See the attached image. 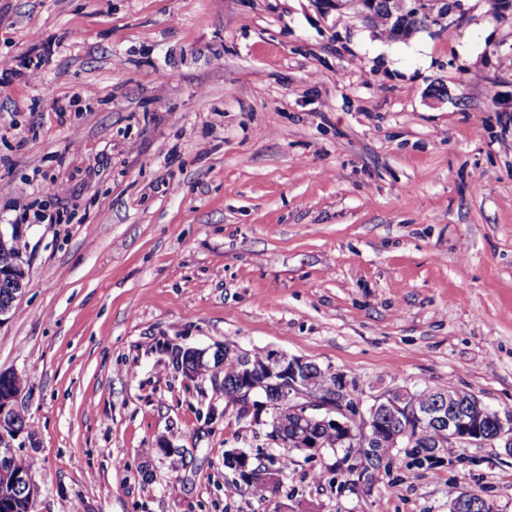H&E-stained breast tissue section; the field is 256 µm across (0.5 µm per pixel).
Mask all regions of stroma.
Masks as SVG:
<instances>
[{"instance_id":"stroma-1","label":"stroma","mask_w":512,"mask_h":512,"mask_svg":"<svg viewBox=\"0 0 512 512\" xmlns=\"http://www.w3.org/2000/svg\"><path fill=\"white\" fill-rule=\"evenodd\" d=\"M1 56L0 233L21 231L28 276L0 371L25 381L34 512H274L224 457L276 443L177 346L512 415V13L494 0L400 39L320 0H0ZM291 457L293 512H448L452 487L512 512L490 444L399 450L369 494L314 479L332 451Z\"/></svg>"}]
</instances>
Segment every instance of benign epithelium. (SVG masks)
Wrapping results in <instances>:
<instances>
[{"label": "benign epithelium", "instance_id": "obj_1", "mask_svg": "<svg viewBox=\"0 0 512 512\" xmlns=\"http://www.w3.org/2000/svg\"><path fill=\"white\" fill-rule=\"evenodd\" d=\"M379 0H323L327 9L353 10L360 17L369 16ZM405 11L423 15L427 21L450 19L461 12L463 0H392ZM240 371L235 387L240 401L238 413L252 417L253 422L262 423L261 415L270 414L265 422L271 434L286 439L288 447L300 448L310 456H319L324 448L322 432L340 433L343 447H353L346 459L351 466L350 476L356 486L369 491L373 489L385 471L386 462L378 463L372 458L371 447L378 435L383 419L416 423H433L443 428L445 440L438 444L448 447L452 439L463 447L481 446L496 442L505 452L512 454V416L504 420L492 410H487L490 433L483 435L472 427L455 408L452 398L446 397L435 404L417 399L412 389L396 387L381 392L368 402L355 397L345 379L328 370H319L317 365L279 350H268L261 355L237 351ZM335 379V384L320 388L315 383V373ZM359 425L352 431L351 424ZM233 463L237 476L248 483L253 477L263 479L277 498L284 483L277 467L265 464L261 467L252 462V455L244 450L233 451ZM0 478L14 486H24L35 493V487L26 476L0 464Z\"/></svg>", "mask_w": 512, "mask_h": 512}]
</instances>
